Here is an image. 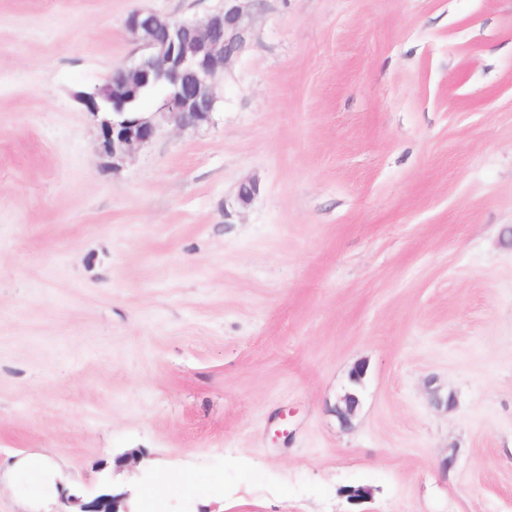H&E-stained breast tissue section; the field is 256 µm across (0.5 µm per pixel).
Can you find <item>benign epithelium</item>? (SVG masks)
Wrapping results in <instances>:
<instances>
[{"instance_id":"7a95c632","label":"benign epithelium","mask_w":512,"mask_h":512,"mask_svg":"<svg viewBox=\"0 0 512 512\" xmlns=\"http://www.w3.org/2000/svg\"><path fill=\"white\" fill-rule=\"evenodd\" d=\"M253 26L248 0H223L221 8L200 21L172 19L146 10L131 12L125 20L126 30L147 54L116 70L106 83L79 95L88 112L102 115L101 154L116 167L135 147L154 137L157 123L153 115L116 119L129 103L119 93L151 79H163L169 88L156 113L169 115L181 127L210 122L216 102L213 77L245 49ZM257 193L256 183L245 182L238 188L236 203L246 207ZM358 404V396L349 392L344 404L336 407L343 426L351 425ZM84 512H117L116 501L101 495L86 505Z\"/></svg>"}]
</instances>
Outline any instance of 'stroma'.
Listing matches in <instances>:
<instances>
[{
  "label": "stroma",
  "instance_id": "stroma-1",
  "mask_svg": "<svg viewBox=\"0 0 512 512\" xmlns=\"http://www.w3.org/2000/svg\"><path fill=\"white\" fill-rule=\"evenodd\" d=\"M220 5L0 0V512H512V0H260L113 167L125 18ZM22 464L18 466L19 472L27 471L29 480L34 483L36 475H55L61 481L63 480L62 475L59 472L54 473L52 470L51 459L49 456L42 455L36 457H30L27 460L23 459Z\"/></svg>",
  "mask_w": 512,
  "mask_h": 512
}]
</instances>
